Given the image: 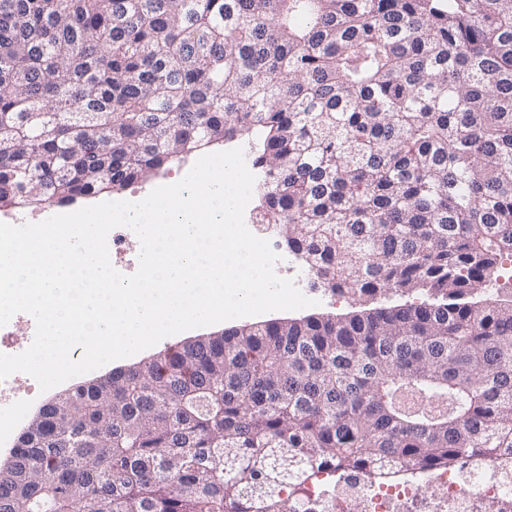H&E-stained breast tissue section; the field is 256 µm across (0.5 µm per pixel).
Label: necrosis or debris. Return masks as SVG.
Returning <instances> with one entry per match:
<instances>
[{
	"instance_id": "1",
	"label": "necrosis or debris",
	"mask_w": 512,
	"mask_h": 512,
	"mask_svg": "<svg viewBox=\"0 0 512 512\" xmlns=\"http://www.w3.org/2000/svg\"><path fill=\"white\" fill-rule=\"evenodd\" d=\"M20 379L16 373L0 381V446L6 448L26 401L39 392L36 380L22 389ZM303 498L305 512H512V454L482 457L421 481L372 485L361 473L348 472L330 488L308 485Z\"/></svg>"
}]
</instances>
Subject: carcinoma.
I'll list each match as a JSON object with an SVG mask.
<instances>
[{"label": "carcinoma", "instance_id": "cac0c4a2", "mask_svg": "<svg viewBox=\"0 0 512 512\" xmlns=\"http://www.w3.org/2000/svg\"><path fill=\"white\" fill-rule=\"evenodd\" d=\"M264 135L316 280L446 302L242 324L112 371L12 450L0 512H302L512 448V0H0V206Z\"/></svg>", "mask_w": 512, "mask_h": 512}]
</instances>
